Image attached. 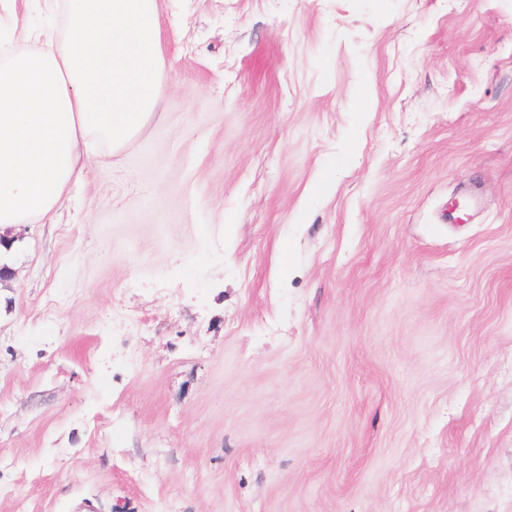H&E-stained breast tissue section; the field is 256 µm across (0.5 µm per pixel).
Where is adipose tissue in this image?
Returning a JSON list of instances; mask_svg holds the SVG:
<instances>
[{
	"label": "adipose tissue",
	"instance_id": "obj_1",
	"mask_svg": "<svg viewBox=\"0 0 512 512\" xmlns=\"http://www.w3.org/2000/svg\"><path fill=\"white\" fill-rule=\"evenodd\" d=\"M56 33L0 64V231L53 219L83 155L130 143L159 96L156 0H48Z\"/></svg>",
	"mask_w": 512,
	"mask_h": 512
}]
</instances>
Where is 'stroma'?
<instances>
[{
    "instance_id": "stroma-1",
    "label": "stroma",
    "mask_w": 512,
    "mask_h": 512,
    "mask_svg": "<svg viewBox=\"0 0 512 512\" xmlns=\"http://www.w3.org/2000/svg\"><path fill=\"white\" fill-rule=\"evenodd\" d=\"M158 6L15 231L0 512H512V0Z\"/></svg>"
}]
</instances>
